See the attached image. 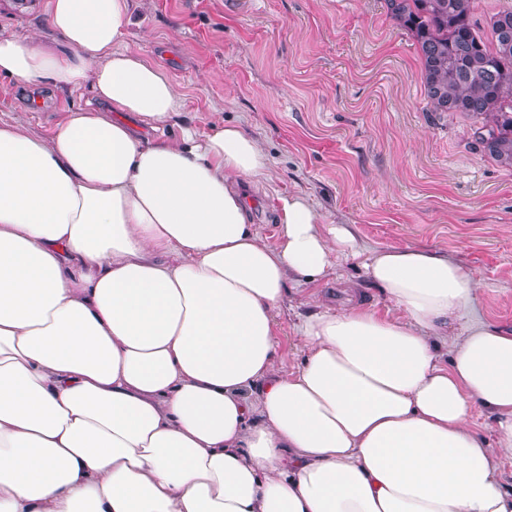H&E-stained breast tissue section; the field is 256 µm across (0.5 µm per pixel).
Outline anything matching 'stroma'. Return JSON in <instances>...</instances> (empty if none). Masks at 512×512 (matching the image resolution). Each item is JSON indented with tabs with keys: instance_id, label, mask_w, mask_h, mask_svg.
<instances>
[{
	"instance_id": "stroma-1",
	"label": "stroma",
	"mask_w": 512,
	"mask_h": 512,
	"mask_svg": "<svg viewBox=\"0 0 512 512\" xmlns=\"http://www.w3.org/2000/svg\"><path fill=\"white\" fill-rule=\"evenodd\" d=\"M46 0H0V33L34 31ZM126 46L164 66L186 94L185 125L241 124L261 143L272 178L246 185L252 221L276 245L278 196L306 195L325 223L350 225L364 249L426 248L480 280L460 334L478 320L512 331V167L471 137L473 119L432 111L410 36L384 0H137ZM70 97L0 81V118L44 134ZM359 283L367 305L395 308L365 283L361 261L327 280L290 282L278 315L276 369L296 370V326L344 303Z\"/></svg>"
}]
</instances>
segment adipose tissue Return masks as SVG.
Returning a JSON list of instances; mask_svg holds the SVG:
<instances>
[{
	"mask_svg": "<svg viewBox=\"0 0 512 512\" xmlns=\"http://www.w3.org/2000/svg\"><path fill=\"white\" fill-rule=\"evenodd\" d=\"M131 4L47 0L40 33L0 37V78L94 96L46 136L0 121V512H512V334L474 324L442 355L477 278L373 251L395 314H309L279 373L288 282L356 238L291 194L267 245L241 191L260 143L161 136L185 96L125 48Z\"/></svg>",
	"mask_w": 512,
	"mask_h": 512,
	"instance_id": "1",
	"label": "adipose tissue"
}]
</instances>
